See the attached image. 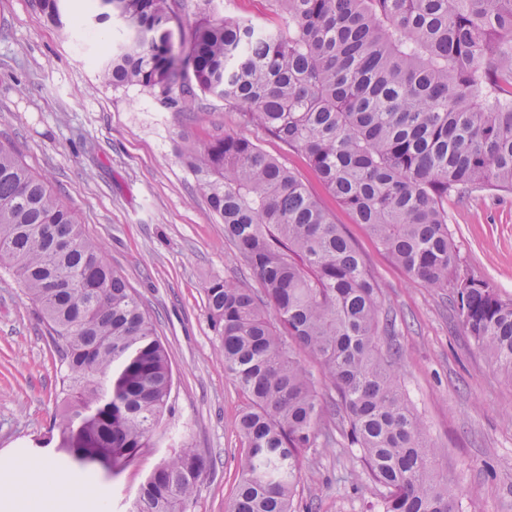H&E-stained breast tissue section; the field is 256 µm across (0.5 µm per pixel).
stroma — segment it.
<instances>
[{
    "instance_id": "1",
    "label": "stroma",
    "mask_w": 512,
    "mask_h": 512,
    "mask_svg": "<svg viewBox=\"0 0 512 512\" xmlns=\"http://www.w3.org/2000/svg\"><path fill=\"white\" fill-rule=\"evenodd\" d=\"M219 15L260 28L278 22L268 0H213ZM65 27L47 23L33 0H0V142L11 145L100 243L151 317L170 357L169 412L153 447L119 475L91 467L110 512H132L141 485L162 459L194 448L208 467L188 512H225L238 483L244 444L235 422L247 404L225 375L221 338L205 287L216 277L251 279L223 222L212 216L195 175L179 157L180 133L203 143L242 130L301 178L362 254L397 318L403 388L441 471L457 480L460 512H512V382L467 336L450 289L414 281L326 189L300 153L264 130L238 127L222 100L206 96L188 116L160 107L138 86L99 76L123 22H99L97 0H65ZM448 228L462 272L512 299V194L479 190L448 202ZM62 411L58 352L36 304L0 268V488L41 494L43 512H99L95 497L62 498L21 483L44 460L67 479L62 453L42 449ZM380 490L345 439L307 450L296 512H380Z\"/></svg>"
}]
</instances>
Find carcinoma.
Here are the masks:
<instances>
[{"label": "carcinoma", "instance_id": "1", "mask_svg": "<svg viewBox=\"0 0 512 512\" xmlns=\"http://www.w3.org/2000/svg\"><path fill=\"white\" fill-rule=\"evenodd\" d=\"M64 0H34L63 26ZM262 29L211 14L182 25L180 0H100L127 35L101 68L165 109L224 101L300 152L327 190L411 278L452 289L475 345L512 378V300L459 272L448 199L512 193V0H269ZM179 29L174 41L173 27ZM179 156L224 222L260 289L222 278L205 288L224 371L249 404L226 512H292L300 457L338 431L382 489L383 512H459L426 426L382 347L396 318L355 246L298 175L257 141L226 132ZM11 269L58 347L65 408L53 425L71 460L98 455L116 475L152 445L172 387L155 325L75 212L0 144V265ZM336 391L331 410L300 354ZM206 469L183 448L141 487L134 512H187Z\"/></svg>", "mask_w": 512, "mask_h": 512}]
</instances>
